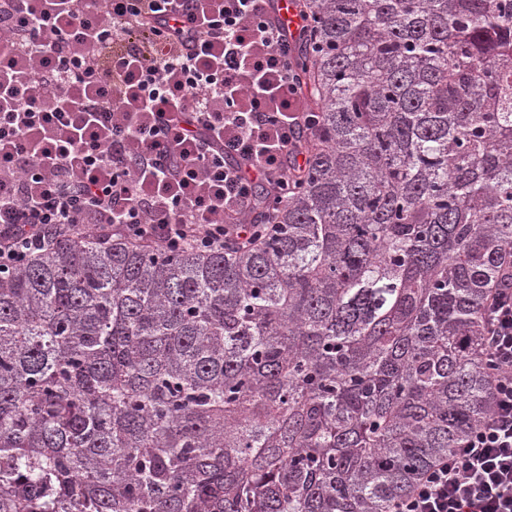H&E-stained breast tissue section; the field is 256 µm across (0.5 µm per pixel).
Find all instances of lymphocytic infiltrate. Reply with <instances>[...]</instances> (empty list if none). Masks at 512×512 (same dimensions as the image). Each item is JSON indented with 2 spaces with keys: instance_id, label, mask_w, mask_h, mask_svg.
<instances>
[{
  "instance_id": "1",
  "label": "lymphocytic infiltrate",
  "mask_w": 512,
  "mask_h": 512,
  "mask_svg": "<svg viewBox=\"0 0 512 512\" xmlns=\"http://www.w3.org/2000/svg\"><path fill=\"white\" fill-rule=\"evenodd\" d=\"M274 0H0V271L55 239L248 249L318 118ZM482 349L492 409L387 512H512V280Z\"/></svg>"
}]
</instances>
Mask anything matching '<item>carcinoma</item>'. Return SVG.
Here are the masks:
<instances>
[{
	"mask_svg": "<svg viewBox=\"0 0 512 512\" xmlns=\"http://www.w3.org/2000/svg\"><path fill=\"white\" fill-rule=\"evenodd\" d=\"M319 116L250 249L0 275V512H386L489 413L512 0H304Z\"/></svg>",
	"mask_w": 512,
	"mask_h": 512,
	"instance_id": "1",
	"label": "carcinoma"
}]
</instances>
